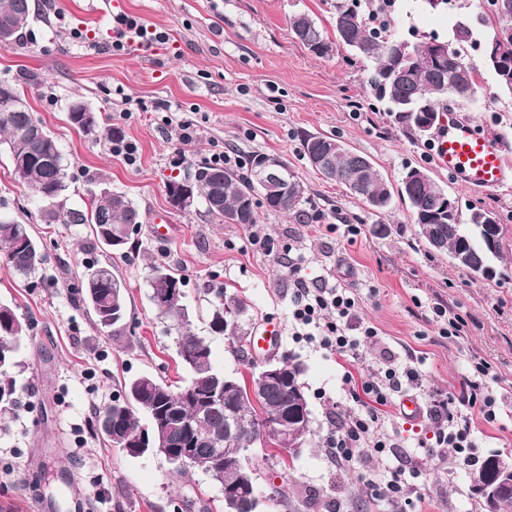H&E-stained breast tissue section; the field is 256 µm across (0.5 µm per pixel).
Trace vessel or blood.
<instances>
[{
    "instance_id": "b4317fda",
    "label": "vessel or blood",
    "mask_w": 512,
    "mask_h": 512,
    "mask_svg": "<svg viewBox=\"0 0 512 512\" xmlns=\"http://www.w3.org/2000/svg\"><path fill=\"white\" fill-rule=\"evenodd\" d=\"M427 153L437 169L475 192L490 191L512 181V156L504 144L455 111L443 117Z\"/></svg>"
}]
</instances>
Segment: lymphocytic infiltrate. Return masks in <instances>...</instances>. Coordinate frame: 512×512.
<instances>
[{
	"mask_svg": "<svg viewBox=\"0 0 512 512\" xmlns=\"http://www.w3.org/2000/svg\"><path fill=\"white\" fill-rule=\"evenodd\" d=\"M112 31V48L116 51L124 50L131 41L148 50L169 39L167 32L153 29L126 14L115 15ZM304 262L300 254L282 261L292 284L291 318L294 326L302 335L317 339L320 347L329 354L351 362L360 360L361 342L375 337V328L363 327L361 339L350 338L349 331L359 319L357 299L347 289L337 287L329 280L307 279L303 274ZM487 374L485 365H476L472 379L467 381L458 396L433 400L426 411L428 419L435 425L427 456H441L444 449L450 448L455 452L458 467H471L478 463L480 450L472 428V414L480 412L489 422L497 418L495 400L483 393L482 380ZM418 377L416 369L401 370L393 365L381 369L379 379L373 382L359 385L352 374L343 377L346 391L352 394L364 391L373 406L341 421L326 453L332 462L346 469L358 463L367 464L365 482L372 500L383 503L384 512H405L409 504L406 495L408 480L418 475L420 468L403 464L390 465L381 471L370 468V461L381 459L390 446L389 440L380 434L379 409L391 403L393 393L401 389L403 380L414 381Z\"/></svg>",
	"mask_w": 512,
	"mask_h": 512,
	"instance_id": "obj_1",
	"label": "lymphocytic infiltrate"
}]
</instances>
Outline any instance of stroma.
<instances>
[{
	"label": "stroma",
	"mask_w": 512,
	"mask_h": 512,
	"mask_svg": "<svg viewBox=\"0 0 512 512\" xmlns=\"http://www.w3.org/2000/svg\"><path fill=\"white\" fill-rule=\"evenodd\" d=\"M87 2L30 0L19 40L0 47V79L36 76L40 87L29 103L65 155L67 207L85 208L90 191L103 187L126 194L142 215L134 236L138 250L131 259H112L86 225L45 223L42 202L14 180L6 153H0V212L31 225L44 253L36 276L26 281L0 257V301L17 304L29 325L18 409L15 416H0V512H34L38 498L47 512H71L76 488L89 497L90 512H174L186 494L219 498L218 487L202 472L179 476L164 458L127 457L95 430L98 409L121 396L124 379L151 373L177 387L187 378L175 337L149 301L146 277L153 264L183 277L184 303L198 334L206 332L209 300L222 290L245 303L241 321L249 336H260L271 321L281 326L275 355L303 365L314 433L294 465H285L276 448H252L250 459L261 490H282L303 512L312 491L329 506L352 507L370 498L360 469L338 468L325 452L337 417L359 408L342 389L345 372L360 383L388 361L414 367L420 378L402 393L424 406L433 393H459L474 363L484 361L494 374L486 394L512 407V182L473 192L446 173L433 174L462 206L500 219L505 273L483 279L431 251L400 199L388 211L373 212L311 168L301 139L316 132L334 134L368 157L392 186L407 168L429 166L426 141L395 125L370 96V62L343 45L320 56L291 36L288 19L297 12L310 13L331 30L333 0H121V13L170 34L167 43L138 54L113 50L111 16L88 15ZM397 4L409 12L401 35L447 38L451 13L428 12L423 0ZM76 28L87 42L71 38ZM482 88L484 97L462 114L512 150V93L500 89L488 71ZM76 101L98 115L96 137L69 124L68 109ZM124 111L131 119H121ZM172 113L200 131L187 150H180L164 122ZM111 128L137 144L136 164L112 155ZM217 150L285 160L308 187L305 215H320L322 230L261 206L256 227L269 245L255 248L248 241L251 227L218 223L200 204L174 208L168 180ZM161 215L169 219L163 234L154 222ZM376 222L389 225L388 235H371ZM351 224L358 226L357 235L348 234ZM290 246L305 254L307 278L327 277L357 294L361 318L377 330L359 362L293 336L288 270L278 261ZM106 259L129 289L128 326L117 338L96 323L73 286L84 262ZM438 304L464 319L460 336L443 335L441 323L433 322ZM382 414V431L397 453L423 459L418 443L432 437L430 420L406 416L397 402ZM473 419L483 454L512 451V416L490 423L477 413ZM408 496V512L479 509L469 470L448 475L438 459L425 461Z\"/></svg>",
	"instance_id": "35a3bbf8"
}]
</instances>
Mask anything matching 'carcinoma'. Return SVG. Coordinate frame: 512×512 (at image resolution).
Here are the masks:
<instances>
[{"instance_id": "carcinoma-1", "label": "carcinoma", "mask_w": 512, "mask_h": 512, "mask_svg": "<svg viewBox=\"0 0 512 512\" xmlns=\"http://www.w3.org/2000/svg\"><path fill=\"white\" fill-rule=\"evenodd\" d=\"M369 0H335L332 15L338 17L350 8H355L357 17L348 31L333 28L336 43L352 47L358 56L372 64L368 85L374 90L373 96L387 106V112L393 122L413 136L419 135L415 113L418 112L417 100L430 104L435 109L446 97L459 106L469 104L477 95L480 87V67L487 66L469 58L468 45L475 41L474 30L466 18L458 19L451 27L446 39L448 58L442 65L422 53L416 54L406 62H400L397 44L401 41L397 29L387 25L377 31L371 25L368 9ZM492 6L491 16L495 23L493 35L484 44V52H492L501 45L512 47V16L503 18L498 12L499 0H489ZM30 15L29 0H0V24H8L13 38L26 26ZM292 36L318 55H326L332 50V43L324 29L311 21V27L299 30L294 22H289ZM40 122L32 110L19 112L11 106V100L0 97V142L5 145L8 156H13L16 137L26 127ZM22 152L27 168L26 178L22 181L37 198L59 197L68 190L61 181L66 165L61 148L56 139H29L23 141ZM261 154L250 157L243 171L216 168L208 163L197 164L187 173L191 178L195 198L205 203L206 212L218 223H224V214L237 211L240 223L252 225L257 222V208L303 216L300 205L303 199L293 191L284 194L280 202L263 201L257 197L254 173ZM336 176L333 180L349 186L351 178V159L349 148L343 147L336 153ZM222 179V204L210 205L212 184ZM443 187L432 181L421 187L416 195L408 190L402 191L403 202L409 204L418 234L425 241L439 237L445 244L447 255L464 248L481 257L488 256L491 264L502 259V242L495 249H485V233L482 224L496 215L482 208L472 207L463 214L459 206L452 210L441 209ZM351 194L366 203L378 213L385 212L389 205L377 206L374 199L384 196L392 199V192L378 171H367L365 183ZM62 224H87L97 241L110 253L125 255L126 250L116 249L112 237L120 233L125 224L141 223L138 207L126 195L108 191L100 194L90 192L89 207L73 210L58 217ZM0 254L19 276L29 278L38 270L43 261L38 241L31 233L30 226L14 219H0ZM85 271L77 278V288L83 299L91 307L96 322L112 330L117 336L122 331L123 319L127 318V289H119L118 309L112 307L113 290L119 279L112 271V261H99L83 265ZM244 312V302L237 296L218 293L209 302L207 328L209 335L199 336L190 329L191 320L183 298L163 305L153 304L156 317L166 323L181 319V325L175 330L176 355L179 363L187 370L188 379L178 389L171 388L165 381L150 373H143L124 382L128 399L123 402L121 415L116 422L120 431V440H110V444L123 454L140 457L137 448L152 440L155 434V422L162 420L167 425L166 447L177 451L191 448L190 461L184 466L174 467V473L184 474L189 470H198L209 477L219 488L235 487L244 483H256L257 474L251 465L248 449L257 444L276 447L274 437L260 435L261 422L269 416L281 413L285 408L294 406L296 400L307 396L302 375L301 363L291 358H281L283 369L288 374V384L273 388H260L253 394L247 393L248 379L238 374L241 392L235 396H226L218 404L209 399L221 388L224 372L215 366L212 360L210 338L224 335V304ZM28 326L17 313V306L0 303V357L20 353L25 341ZM21 361L13 364H0V404L17 406L16 384ZM233 411L241 415L245 425L235 433L224 431L226 412ZM203 433L221 435L224 459L229 464L224 468L212 470V459L207 448L192 446L193 438ZM269 508L276 512H298V508L287 501L278 490L268 494ZM182 512H212L210 502L194 494L182 501Z\"/></svg>"}]
</instances>
